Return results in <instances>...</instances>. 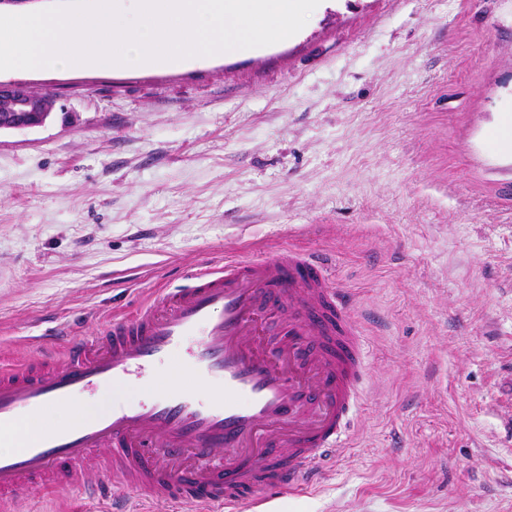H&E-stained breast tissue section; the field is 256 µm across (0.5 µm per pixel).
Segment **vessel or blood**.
<instances>
[{
  "instance_id": "vessel-or-blood-1",
  "label": "vessel or blood",
  "mask_w": 512,
  "mask_h": 512,
  "mask_svg": "<svg viewBox=\"0 0 512 512\" xmlns=\"http://www.w3.org/2000/svg\"><path fill=\"white\" fill-rule=\"evenodd\" d=\"M329 263L291 249L190 269L65 359L0 368V505L90 490V467L152 500L268 512L345 447L365 359ZM287 334L275 353L269 320ZM168 364L166 374L157 367ZM138 386L93 417L30 431L46 408Z\"/></svg>"
}]
</instances>
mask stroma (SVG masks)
<instances>
[{
  "label": "stroma",
  "mask_w": 512,
  "mask_h": 512,
  "mask_svg": "<svg viewBox=\"0 0 512 512\" xmlns=\"http://www.w3.org/2000/svg\"><path fill=\"white\" fill-rule=\"evenodd\" d=\"M0 81L56 107L0 133V365L294 247L328 257L367 372L347 447L276 512H512V0H321L250 52Z\"/></svg>",
  "instance_id": "obj_1"
}]
</instances>
